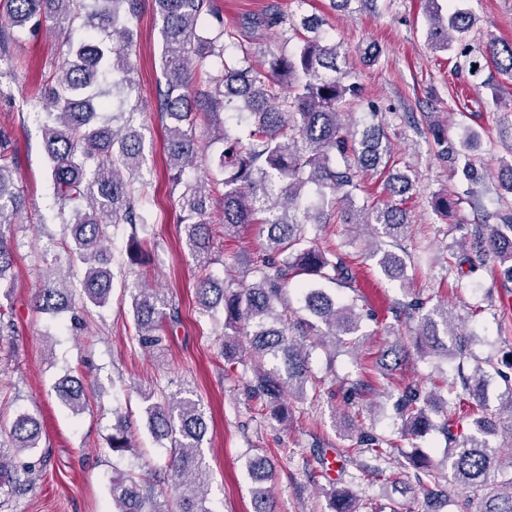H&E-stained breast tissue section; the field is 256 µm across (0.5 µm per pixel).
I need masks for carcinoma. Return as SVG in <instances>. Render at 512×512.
Instances as JSON below:
<instances>
[{"label":"carcinoma","mask_w":512,"mask_h":512,"mask_svg":"<svg viewBox=\"0 0 512 512\" xmlns=\"http://www.w3.org/2000/svg\"><path fill=\"white\" fill-rule=\"evenodd\" d=\"M432 5L428 40L434 50H450L462 44L460 55L470 56L464 40L476 23L470 10L442 13L437 0ZM161 18V64L165 80L159 90V110L170 120L165 127L170 195L176 197L184 224L186 249L203 269L211 263L213 227L224 237L234 238L254 224L264 237L252 264L258 274L248 285L219 284L211 276L197 288L200 314L209 316L224 309V329L238 333V323L249 327L254 361L273 359L279 366L253 370L242 376L248 395L266 401L272 418H288L283 393L298 400L316 389L309 367L306 339L321 346L343 347L360 328L364 313L355 300L328 295L317 286L328 282L349 288L357 282V270L349 256L332 245L322 246L308 237L306 225L328 224L334 218L353 229L371 227L396 242L411 227L404 203L413 190L406 173L392 175L384 190L386 202L357 208L352 192L364 173L387 166L392 143L384 124L372 123L362 134L351 130L347 108L362 98L355 71L346 66L342 45L305 22L298 43L288 38V14L272 6L254 24L283 36L279 51L267 67L252 65L251 53L238 30L224 24L216 0H154ZM142 0H0V54L10 52L11 36L1 18L12 26L27 23L39 28L48 20L66 21L84 32L79 40L66 38L68 58L59 73L47 77L43 94L47 100L44 120V149L50 161L54 200L65 231L67 260L83 266L82 276L69 280L44 278L38 290L37 308L58 314L76 309V303L103 307L112 297V258L105 242L109 228H129L128 258L144 262L139 229L147 193L139 183L145 162L143 135L137 129L139 112L121 107L106 111L109 99L127 100L136 80L135 32L131 19ZM482 58L490 60L501 74L512 75V42L492 39ZM203 75L208 91L191 93L193 75ZM244 122L230 131L226 114ZM209 131L201 142L197 127ZM437 155L448 162L452 173L473 183L478 179L472 152L480 144L476 133L462 141L448 138L436 123L431 130ZM222 144L217 173L207 181L192 182L185 171L206 158L209 148ZM17 166L12 151L0 150V280L11 272L14 252L4 235L14 216L25 206L15 185ZM222 207L217 225L206 219L212 203ZM493 224H478L467 234L461 250L451 253L448 270L463 272L493 264L512 281V209L492 214ZM381 273L410 290L403 256L376 248ZM302 292L306 317L292 318L288 290ZM131 299V315L139 345L151 351L162 346L169 328L180 322L179 309L155 288L139 280L124 284ZM428 299L411 294V300L394 308L396 321L419 319L417 342L423 356L455 358L465 395L427 392L413 381H402L389 393L393 409L402 422L401 433L419 435L433 427V416L448 412L450 395H455L460 413L439 426L448 441L440 463L410 456L408 467L414 481L426 493L424 512H442L453 504L455 512H472L474 494L484 492L479 512H512V477L499 480L504 467L512 469V453L503 457L491 444L497 434L495 417L486 412L484 386L491 363L476 362L471 372L463 371L468 358L467 337L458 331L456 315L444 306L426 309ZM395 341L380 362L379 372L388 378L407 358L408 350L393 331ZM59 400L77 414L88 405L82 381L65 376L56 385ZM146 424L158 440L169 441L166 469L175 479L170 490L156 470L139 477L115 472L112 475V512H213L205 506L207 470L202 444L208 433L206 410L201 400L154 394L144 395ZM128 422L119 415L112 424L110 448L125 452L134 447ZM41 426L36 417L21 413L13 420L8 442H0V496L11 497L33 483L35 463L19 468L11 452H33L40 445ZM359 453L375 461L369 476L386 483L399 477L387 473L379 462L394 451L395 442L372 430L362 429L356 439ZM465 494L452 498L441 482ZM340 479L329 482V512H362V505ZM253 512H276L269 491L254 493Z\"/></svg>","instance_id":"obj_1"}]
</instances>
